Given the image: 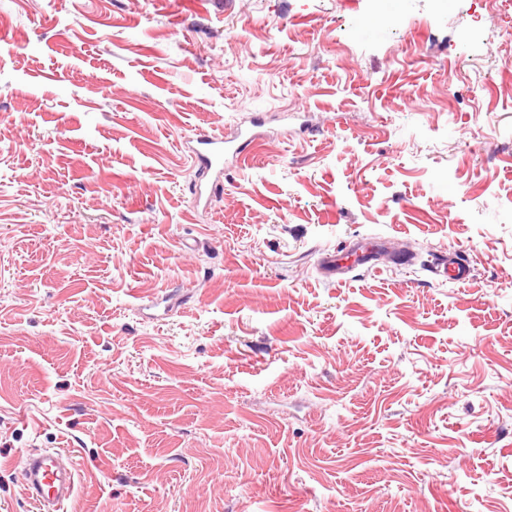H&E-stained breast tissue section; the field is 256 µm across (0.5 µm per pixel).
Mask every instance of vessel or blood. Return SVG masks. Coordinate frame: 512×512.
Wrapping results in <instances>:
<instances>
[{
    "mask_svg": "<svg viewBox=\"0 0 512 512\" xmlns=\"http://www.w3.org/2000/svg\"><path fill=\"white\" fill-rule=\"evenodd\" d=\"M257 136L256 131H237L232 137L201 135L189 141L188 153L194 167L201 171L202 182L195 185V199H202L211 190L212 183L224 178V167L229 157L243 156ZM385 244L369 239L342 250H329L319 259V269L326 277L344 282L354 269L374 267ZM437 269L455 281H465L469 266L460 252L441 254ZM21 482L27 495L43 512H62L64 505L76 495L74 466L65 464L59 450L46 449L25 455L20 461Z\"/></svg>",
    "mask_w": 512,
    "mask_h": 512,
    "instance_id": "obj_1",
    "label": "vessel or blood"
}]
</instances>
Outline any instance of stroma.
<instances>
[{
    "label": "stroma",
    "mask_w": 512,
    "mask_h": 512,
    "mask_svg": "<svg viewBox=\"0 0 512 512\" xmlns=\"http://www.w3.org/2000/svg\"><path fill=\"white\" fill-rule=\"evenodd\" d=\"M395 2L0 0V512H512V8ZM258 134L254 130H240L230 138L224 137V135H199L188 141L187 150L193 161V166L197 168V172L201 171V176L210 175L212 178L211 185L210 182L196 181L194 189L196 202H200L211 191L214 184L223 180L224 167L228 157L230 155L243 156ZM385 243L379 239H369L356 243L349 249H336L324 252L319 259V269L326 277L337 283L345 281L347 275L360 266L377 268L375 262ZM436 269L458 282H464L469 276L467 260L460 251H454L451 254H440V257L437 259ZM67 462L68 466L57 449L28 454L20 460L23 489L41 510L59 512L75 497L78 473L69 456Z\"/></svg>",
    "instance_id": "stroma-1"
}]
</instances>
